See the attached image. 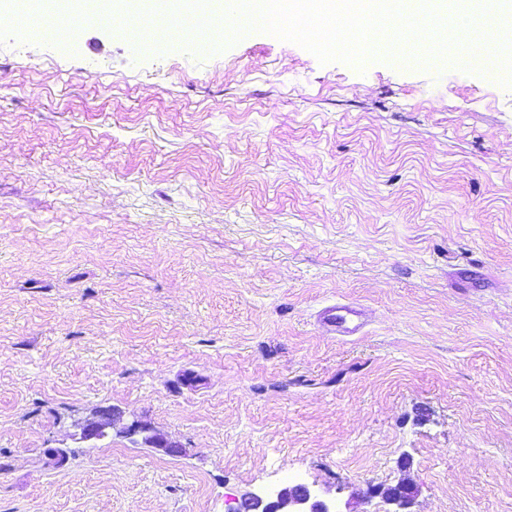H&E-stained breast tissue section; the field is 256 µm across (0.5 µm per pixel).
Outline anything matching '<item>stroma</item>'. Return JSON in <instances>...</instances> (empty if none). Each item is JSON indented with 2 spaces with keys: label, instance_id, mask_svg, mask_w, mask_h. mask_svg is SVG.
<instances>
[{
  "label": "stroma",
  "instance_id": "stroma-1",
  "mask_svg": "<svg viewBox=\"0 0 512 512\" xmlns=\"http://www.w3.org/2000/svg\"><path fill=\"white\" fill-rule=\"evenodd\" d=\"M58 20L0 24V512H512V66ZM318 319L326 335L341 339L361 336L365 326L364 311L352 303L327 306ZM228 512H336L330 505L318 498L307 485L288 483L276 492L274 500L247 492L236 500ZM379 494L382 495L388 505L396 506V510H387L386 512H408L403 509L409 507L414 497L413 489L405 483H398L379 492Z\"/></svg>",
  "mask_w": 512,
  "mask_h": 512
}]
</instances>
